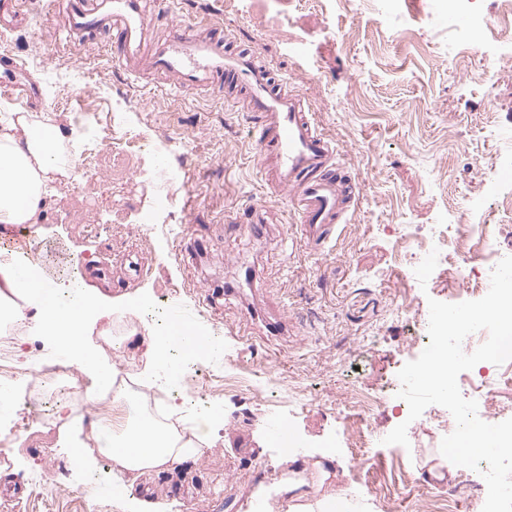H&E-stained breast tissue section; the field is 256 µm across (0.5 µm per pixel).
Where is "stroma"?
<instances>
[{
  "label": "stroma",
  "instance_id": "obj_1",
  "mask_svg": "<svg viewBox=\"0 0 512 512\" xmlns=\"http://www.w3.org/2000/svg\"><path fill=\"white\" fill-rule=\"evenodd\" d=\"M28 23L0 35V54L23 63L39 81L41 116L68 125L73 112L94 113L101 127H119L163 152L142 156L128 144L120 161L103 145L96 180L71 174L41 215V255L61 291L79 265L106 307L140 318V298H163L167 310L186 313L205 335H216L231 368L261 388L305 389L309 405L280 413L312 446L302 458L297 502L317 506L342 494L359 461L348 450L319 443L345 415L337 401L353 384L394 379L419 354L429 300L445 301L446 284L430 276L411 281L396 254L402 228L424 234L441 214L487 225L500 250L512 254V219L495 197L481 213L465 204L482 193L489 170L512 156V63H489L499 46L498 0H414L401 17L381 20L377 0H273L264 10L250 0H175L179 20L215 18L232 50L257 49L273 75L304 94L319 131L336 146V160L357 184L347 223L324 249L309 251L291 239L294 213L253 169L254 145L244 113L223 86L177 97L160 79L136 81L113 63L111 34L79 47L56 45L44 0H28ZM485 21V43L457 46L470 21ZM250 204L265 209L260 233L230 230L226 215ZM150 238H143V229ZM137 252L142 278L127 280L123 260ZM112 264V278L94 272ZM255 269L257 288L244 272ZM270 306L288 320L278 336L251 316ZM222 418L207 435V450L174 470L148 472L113 507L111 469L92 452L74 486L95 484L84 501L60 496L58 467L73 443H89L90 428L62 441L58 430L31 423L12 452L0 454V512H135L140 489L150 488L160 512H286V501L260 499V488L289 474L291 465L272 442L263 406L250 392L215 399ZM407 423L409 448L368 449L377 480L400 512H425L426 498H447L458 486L479 503L487 486L476 471L437 458L436 424L409 420L397 403L374 418L377 431Z\"/></svg>",
  "mask_w": 512,
  "mask_h": 512
}]
</instances>
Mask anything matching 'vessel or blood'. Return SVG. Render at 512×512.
I'll use <instances>...</instances> for the list:
<instances>
[{"label":"vessel or blood","mask_w":512,"mask_h":512,"mask_svg":"<svg viewBox=\"0 0 512 512\" xmlns=\"http://www.w3.org/2000/svg\"><path fill=\"white\" fill-rule=\"evenodd\" d=\"M23 0H0V24L12 30L27 21ZM65 21L51 33L56 41L77 46L101 31L112 34V55L130 74L140 62L170 77L169 91L195 94L216 81L245 90L243 106L256 144L262 178L287 192L299 224L300 241L322 249L334 229L346 223L355 189L335 162V148L323 136L305 97L275 81L256 51H231L224 27L216 20L180 23L168 0H63ZM165 21L164 38L148 41L152 23ZM0 92L30 102L40 100V86L15 58L0 57ZM6 250L23 253V273L45 275L36 237L24 231L5 242Z\"/></svg>","instance_id":"1"}]
</instances>
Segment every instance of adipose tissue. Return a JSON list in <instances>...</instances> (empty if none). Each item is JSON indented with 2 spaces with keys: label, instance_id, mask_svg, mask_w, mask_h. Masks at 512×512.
I'll return each instance as SVG.
<instances>
[{
  "label": "adipose tissue",
  "instance_id": "1",
  "mask_svg": "<svg viewBox=\"0 0 512 512\" xmlns=\"http://www.w3.org/2000/svg\"><path fill=\"white\" fill-rule=\"evenodd\" d=\"M65 141L61 126L29 113L0 128V235L18 224H37L51 185L69 176ZM4 309L13 320L62 344L82 368L94 372L99 386L109 383L110 371L101 366L87 341L90 325L112 316L100 308L97 291L74 288L63 298L58 290L23 276L18 265L0 262V311ZM184 334V327L173 322L165 335L148 332L136 338V345L145 349L149 375L170 380L181 376V368L167 353L183 348ZM202 453L199 444L182 440L175 430L159 428L146 418L130 422L106 450L115 472L129 473L134 480L146 471L172 468Z\"/></svg>",
  "mask_w": 512,
  "mask_h": 512
}]
</instances>
